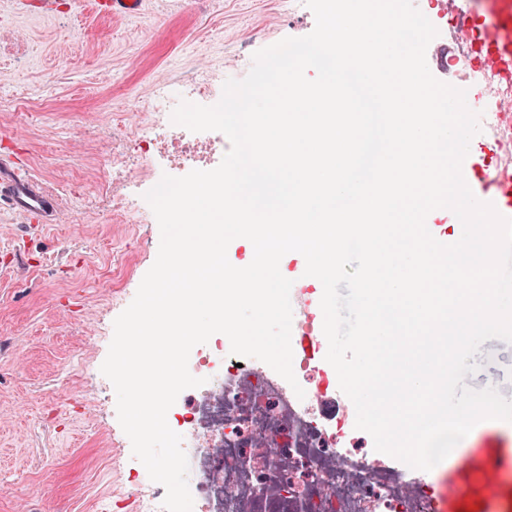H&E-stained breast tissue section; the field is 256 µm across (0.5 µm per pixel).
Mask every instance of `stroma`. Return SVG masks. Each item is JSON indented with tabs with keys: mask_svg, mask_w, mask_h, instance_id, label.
<instances>
[{
	"mask_svg": "<svg viewBox=\"0 0 512 512\" xmlns=\"http://www.w3.org/2000/svg\"><path fill=\"white\" fill-rule=\"evenodd\" d=\"M0 0V159L57 199L48 221L0 208V512H138L132 455L101 372L115 319L154 264L160 229L112 221L113 194L142 202L135 171L113 153L172 175L211 170L218 154L182 160L175 134L148 153L127 140L155 84L206 68L243 79L258 50L315 26L304 0H144L140 14L94 0ZM465 377L512 400V343L491 339ZM143 0H106L105 3L95 1V8L99 12L118 16H134L139 14Z\"/></svg>",
	"mask_w": 512,
	"mask_h": 512,
	"instance_id": "35a3bbf8",
	"label": "stroma"
}]
</instances>
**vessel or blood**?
I'll return each mask as SVG.
<instances>
[{"instance_id":"b4317fda","label":"vessel or blood","mask_w":512,"mask_h":512,"mask_svg":"<svg viewBox=\"0 0 512 512\" xmlns=\"http://www.w3.org/2000/svg\"><path fill=\"white\" fill-rule=\"evenodd\" d=\"M143 0H97V11L118 16L139 14ZM446 12L457 19L458 37L452 47L430 42L426 55L439 68H446L448 52H466L475 56L487 78L474 92L467 93L468 106L480 112L481 139L491 150L499 149L495 134L496 124L482 103L498 99L499 109L512 112V97H501L500 76L512 73V0H482V21L469 19L465 14V0H444ZM462 175L478 200L489 202L504 217L512 218V161L487 169L478 166L474 155H467L462 163ZM37 220L52 213L56 198L43 189L21 181L12 164H0V207ZM512 437L495 428H487L482 439L471 448L464 464L456 467L445 478L439 496V512H512ZM488 489L489 495L477 498L474 486Z\"/></svg>"}]
</instances>
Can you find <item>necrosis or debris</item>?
I'll return each mask as SVG.
<instances>
[{"instance_id":"necrosis-or-debris-1","label":"necrosis or debris","mask_w":512,"mask_h":512,"mask_svg":"<svg viewBox=\"0 0 512 512\" xmlns=\"http://www.w3.org/2000/svg\"><path fill=\"white\" fill-rule=\"evenodd\" d=\"M168 84L157 85L135 128L188 136L173 125ZM191 374L209 388L189 405H173L170 428L182 438L194 500L252 512L256 500L303 498L318 512H438L427 474L380 461L371 449L346 446L347 416L311 413L264 362L231 354L225 336L195 346Z\"/></svg>"}]
</instances>
